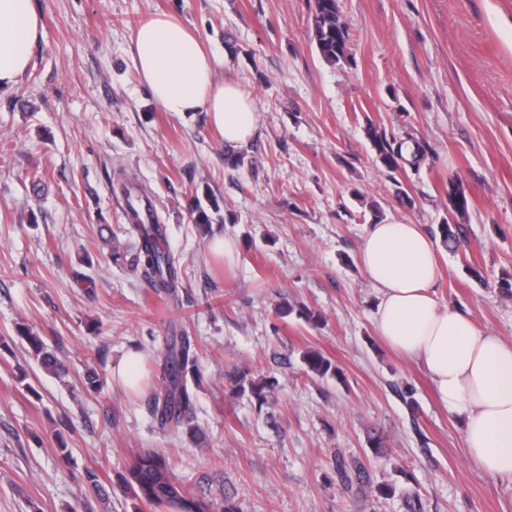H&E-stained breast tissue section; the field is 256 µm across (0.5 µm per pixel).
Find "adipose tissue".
<instances>
[{
	"mask_svg": "<svg viewBox=\"0 0 512 512\" xmlns=\"http://www.w3.org/2000/svg\"><path fill=\"white\" fill-rule=\"evenodd\" d=\"M44 34L33 0H0V90L28 70ZM130 50L141 81L164 111L205 112L225 143L243 145L258 129L250 94L216 77L201 39L171 14L141 20ZM360 262L378 302V336L428 374L449 412L463 419L468 456L491 478L512 481V343L483 332L440 304L434 240L417 224L377 223L363 238Z\"/></svg>",
	"mask_w": 512,
	"mask_h": 512,
	"instance_id": "obj_1",
	"label": "adipose tissue"
}]
</instances>
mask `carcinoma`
<instances>
[{
  "label": "carcinoma",
  "mask_w": 512,
  "mask_h": 512,
  "mask_svg": "<svg viewBox=\"0 0 512 512\" xmlns=\"http://www.w3.org/2000/svg\"><path fill=\"white\" fill-rule=\"evenodd\" d=\"M310 25L315 47L321 58L331 65H345L350 62L349 30L339 6V0H313L310 11ZM368 140L383 167L395 171L404 160V153L411 152L412 158L422 156L424 147L411 139L403 142L387 134L386 130L372 123L366 128ZM127 204L125 233L137 243L132 263L142 269L147 279L161 289L170 300L179 299L181 287L180 270L167 245L166 226L158 222L150 198L135 185L124 186ZM448 213L466 216L472 206L461 181L457 177L448 179ZM437 231L441 241L451 252L465 246L462 229L456 222L444 221ZM17 338L28 346L39 368L46 374L59 378L66 375V368L56 353L49 349L43 339L32 329L21 324ZM302 362L307 371L324 377L336 373V366L322 353L310 350L302 353ZM197 352L192 337L181 333L170 338L164 353V377L159 391L153 398L151 413L159 428L173 430L184 428L189 432L195 405L194 388L197 386ZM270 383L264 379L255 380L243 371L233 376L235 395H248L258 406L268 404ZM334 470L340 484L348 491L361 490L368 479V469L360 459L347 461L335 458ZM129 498L135 501L134 512L142 507L162 506L176 509V512H237L228 502L220 505L208 503L194 497L173 474L167 456L155 451H142L128 467L123 479ZM89 495L103 503L109 500V488L99 475L91 470L86 472Z\"/></svg>",
  "instance_id": "obj_1"
}]
</instances>
